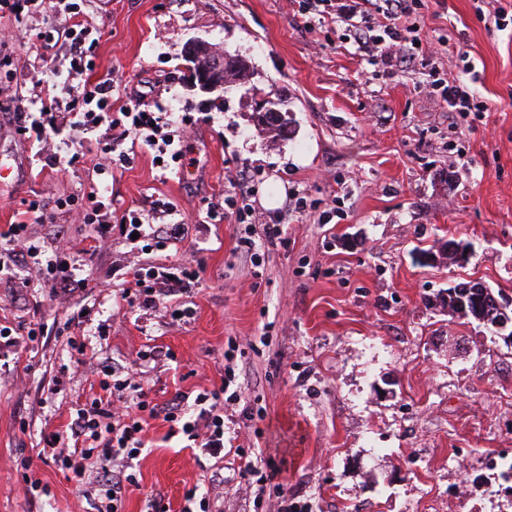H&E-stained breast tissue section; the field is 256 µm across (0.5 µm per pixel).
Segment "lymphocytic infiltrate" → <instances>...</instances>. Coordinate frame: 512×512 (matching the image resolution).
Here are the masks:
<instances>
[{"mask_svg":"<svg viewBox=\"0 0 512 512\" xmlns=\"http://www.w3.org/2000/svg\"><path fill=\"white\" fill-rule=\"evenodd\" d=\"M415 3L416 0H305L303 11L317 20L328 18L345 26L352 32L360 56L370 63L381 64L384 72L389 73L394 66L414 62L423 53L419 45L426 37ZM64 9L68 14L67 26L49 29L45 40L50 44L68 42L71 55L68 76L54 99L55 111L24 113L21 133L35 134L40 140L46 138L48 129L55 124L57 110L61 109L71 118V128L76 133L101 131L97 142L100 153H114L128 138L134 137L156 149L158 159L184 163L187 151L179 129L185 126V119L142 108L138 103L121 112H112L111 79L91 85L84 78L89 68L87 57L94 45L87 40L89 31L80 20L76 0H68ZM425 53L430 63L427 88L431 95L463 118L473 112L488 111L487 102L468 90L470 82L478 77L468 55H461L460 65L451 71L443 66L437 50ZM55 206L76 213L104 240L115 235L126 239L135 235L148 247L163 250L179 243L185 233L183 225L172 222V207L160 202L155 204L150 218L131 211L122 215L120 222H113L112 175L108 172L103 173L93 196L60 197ZM28 211L31 221H17L0 232V277L12 279L21 274L26 279L42 281L60 296L86 290L89 279L83 274L86 266L83 255L67 245L45 246L34 235L32 226L46 222V210L33 202ZM207 216L216 222L230 217L243 225L244 233L239 236L237 246L249 261L255 260L280 235L277 224L260 220L247 190L208 203ZM198 280V270L184 263L142 267L132 270L120 296L137 310L146 313L161 310L171 321L178 317L185 319L191 316L192 309L183 304L181 297L190 293L192 284ZM95 373L99 394L79 404L69 433L42 436V456L45 462L68 472L76 484L95 479L107 495L105 512H122L124 486L135 483L136 477L129 473L119 481L113 478L112 472L145 447L149 420L162 419L170 432L182 434L191 447L204 449L212 457L223 453L224 402L241 398L240 388L234 385V367H225L224 382L219 388L202 389L191 397L180 396L164 408L152 404L136 371L100 365Z\"/></svg>","mask_w":512,"mask_h":512,"instance_id":"lymphocytic-infiltrate-1","label":"lymphocytic infiltrate"}]
</instances>
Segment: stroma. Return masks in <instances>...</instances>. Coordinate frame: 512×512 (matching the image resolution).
<instances>
[{
	"instance_id": "stroma-1",
	"label": "stroma",
	"mask_w": 512,
	"mask_h": 512,
	"mask_svg": "<svg viewBox=\"0 0 512 512\" xmlns=\"http://www.w3.org/2000/svg\"><path fill=\"white\" fill-rule=\"evenodd\" d=\"M477 0H421L429 43L447 37L442 61L469 53L472 88L488 111L458 121L425 90L418 64L372 76L342 26L307 24L302 0H83L97 42L89 80L115 75L113 110L144 101L192 118V167L154 165L136 145L109 158L112 214L149 213L172 203L185 224L165 251L115 239L91 246L77 216L55 211L36 236L57 232L120 286L126 274L167 260L191 263L200 281L195 314L181 325L143 314L99 291L68 298L43 283L0 281V326L66 320L88 306L109 321L91 343L98 360L129 366L144 350L169 349L148 370L150 399L220 387L225 352L239 369L242 398L224 404L235 447L213 458L150 421L149 446L131 460L124 512H183L185 492L208 495L213 512H500L504 501L482 466L486 452L512 448V343L477 321L449 317L438 298L478 280L512 297V33L487 28ZM59 0H36L15 18L0 48V230L22 201L88 191L85 167L45 165L58 138L31 146L17 115L56 95L45 69L67 70L37 34L59 23ZM201 38L245 58L250 90L222 97L186 80L185 48ZM280 103L292 131L277 138L254 114L257 99ZM253 170L252 201L282 217L281 245L260 267L242 262L233 220L210 223L209 202L230 190L228 172ZM309 206L294 210V194ZM468 243L464 266L416 262L419 251ZM65 338L0 351V512H99L105 499L39 457L40 434L68 431L78 394L97 376L69 367ZM272 456L279 489L257 495L245 453ZM49 495L22 492L21 459Z\"/></svg>"
}]
</instances>
